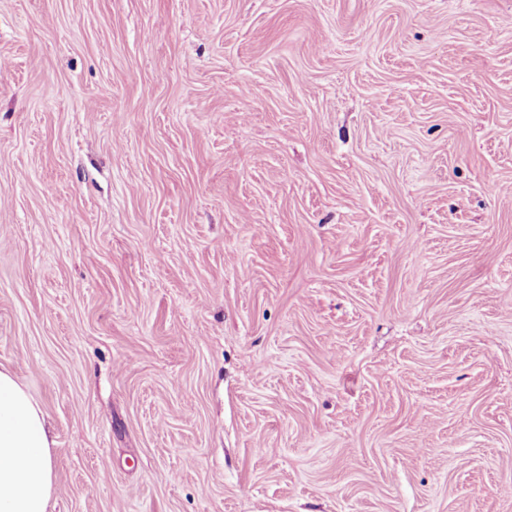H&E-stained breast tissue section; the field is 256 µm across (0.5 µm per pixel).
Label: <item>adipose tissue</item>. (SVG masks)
Instances as JSON below:
<instances>
[{"mask_svg":"<svg viewBox=\"0 0 512 512\" xmlns=\"http://www.w3.org/2000/svg\"><path fill=\"white\" fill-rule=\"evenodd\" d=\"M52 438L38 403L0 370V512H46Z\"/></svg>","mask_w":512,"mask_h":512,"instance_id":"ef3b65f1","label":"adipose tissue"}]
</instances>
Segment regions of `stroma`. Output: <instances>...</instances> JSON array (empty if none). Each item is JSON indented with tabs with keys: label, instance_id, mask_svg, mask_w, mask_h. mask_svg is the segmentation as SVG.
I'll return each mask as SVG.
<instances>
[{
	"label": "stroma",
	"instance_id": "35a3bbf8",
	"mask_svg": "<svg viewBox=\"0 0 512 512\" xmlns=\"http://www.w3.org/2000/svg\"><path fill=\"white\" fill-rule=\"evenodd\" d=\"M1 57L47 512H512V0H0Z\"/></svg>",
	"mask_w": 512,
	"mask_h": 512
}]
</instances>
